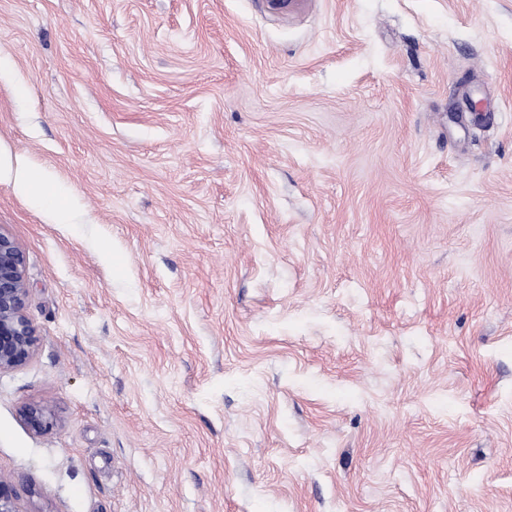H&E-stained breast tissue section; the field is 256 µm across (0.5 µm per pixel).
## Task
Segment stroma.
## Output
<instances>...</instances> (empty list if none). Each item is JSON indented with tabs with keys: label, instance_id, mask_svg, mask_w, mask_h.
I'll list each match as a JSON object with an SVG mask.
<instances>
[{
	"label": "stroma",
	"instance_id": "obj_1",
	"mask_svg": "<svg viewBox=\"0 0 512 512\" xmlns=\"http://www.w3.org/2000/svg\"><path fill=\"white\" fill-rule=\"evenodd\" d=\"M0 56L80 215L0 178L22 512H512V0H0ZM28 291L24 256L0 231V373L26 365L36 354L38 338L25 313ZM25 424L35 433L45 432L53 427L52 414L39 406H29L22 411Z\"/></svg>",
	"mask_w": 512,
	"mask_h": 512
}]
</instances>
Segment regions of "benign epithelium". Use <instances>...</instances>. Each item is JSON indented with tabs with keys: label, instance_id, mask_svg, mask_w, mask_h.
Returning <instances> with one entry per match:
<instances>
[{
	"label": "benign epithelium",
	"instance_id": "7a95c632",
	"mask_svg": "<svg viewBox=\"0 0 512 512\" xmlns=\"http://www.w3.org/2000/svg\"><path fill=\"white\" fill-rule=\"evenodd\" d=\"M29 285L24 256L14 240L0 231V373L26 365L36 354L38 338L25 313ZM35 433L53 427L52 414L39 406L22 411ZM0 512H21L13 484L0 478Z\"/></svg>",
	"mask_w": 512,
	"mask_h": 512
}]
</instances>
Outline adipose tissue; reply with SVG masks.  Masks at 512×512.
I'll return each instance as SVG.
<instances>
[{
  "instance_id": "1",
  "label": "adipose tissue",
  "mask_w": 512,
  "mask_h": 512,
  "mask_svg": "<svg viewBox=\"0 0 512 512\" xmlns=\"http://www.w3.org/2000/svg\"><path fill=\"white\" fill-rule=\"evenodd\" d=\"M1 174L7 175L16 194L26 199L33 208L46 211L56 223H70L72 204L64 192L51 188L44 174L24 165L8 168L0 163Z\"/></svg>"
}]
</instances>
